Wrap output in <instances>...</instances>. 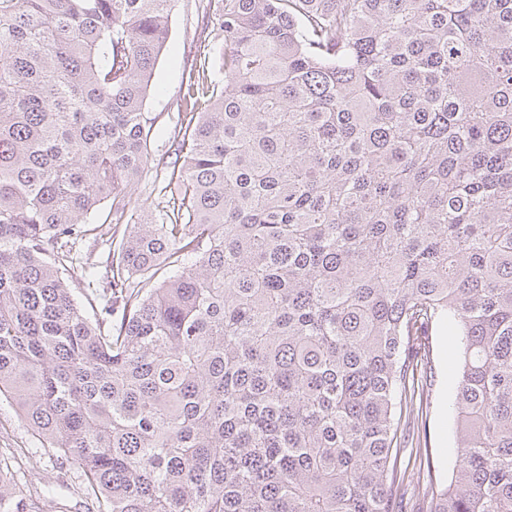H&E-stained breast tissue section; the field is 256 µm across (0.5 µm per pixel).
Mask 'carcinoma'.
<instances>
[{
  "mask_svg": "<svg viewBox=\"0 0 512 512\" xmlns=\"http://www.w3.org/2000/svg\"><path fill=\"white\" fill-rule=\"evenodd\" d=\"M174 2L0 0V398L98 512H512V0H208L156 159ZM161 181L162 176H160L159 169L157 176L155 164L150 162L130 190L132 205L138 206L144 203L147 206L154 207V204L160 201L158 192L161 187ZM456 329L448 324L439 332L429 336L430 349H433L434 369L429 386L430 404L419 417L420 439L413 442L410 459L411 470L415 459V448L421 453L425 448L431 453L438 467V474L443 482H448L457 450L453 428L452 390L458 372V349Z\"/></svg>",
  "mask_w": 512,
  "mask_h": 512,
  "instance_id": "1",
  "label": "carcinoma"
}]
</instances>
